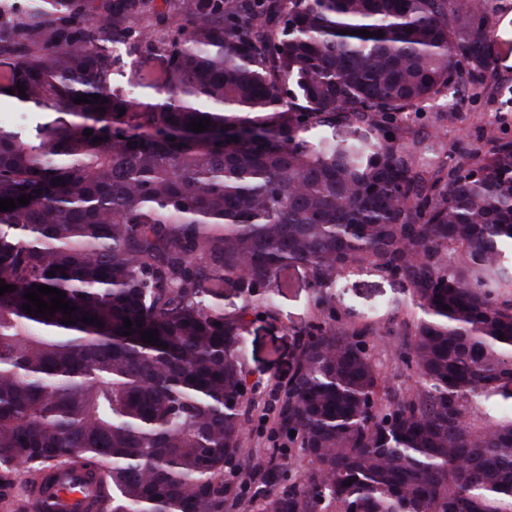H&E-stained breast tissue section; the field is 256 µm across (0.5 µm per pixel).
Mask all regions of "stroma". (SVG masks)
<instances>
[{
	"instance_id": "1",
	"label": "stroma",
	"mask_w": 512,
	"mask_h": 512,
	"mask_svg": "<svg viewBox=\"0 0 512 512\" xmlns=\"http://www.w3.org/2000/svg\"><path fill=\"white\" fill-rule=\"evenodd\" d=\"M491 22L500 51L497 68L486 76L487 84H500L501 92L477 98L460 97L444 120H437L439 103H429L410 115V125L425 124L443 140L454 157L486 151L495 141L512 139V36L504 37L503 24L512 25V0H492ZM288 285L274 289L275 305L264 309L246 303L234 289L224 291L220 306L231 312L248 307L242 330L241 351L246 390L242 398L244 429L238 465L225 473L224 482L235 493L227 512H261L258 490L261 479H248L244 471L264 470L269 462L280 465L279 486L287 489L305 482L311 464L301 448L289 442L279 427V398L292 376L306 334L323 321L327 311L338 313L345 328L366 332L369 352L383 381L381 403L393 391H413L415 378L402 364L399 352L420 310L408 282L378 272L363 263L342 273L329 293L327 307H320L309 286L308 272L295 266L283 274Z\"/></svg>"
}]
</instances>
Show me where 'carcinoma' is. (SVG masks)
<instances>
[{
    "label": "carcinoma",
    "mask_w": 512,
    "mask_h": 512,
    "mask_svg": "<svg viewBox=\"0 0 512 512\" xmlns=\"http://www.w3.org/2000/svg\"><path fill=\"white\" fill-rule=\"evenodd\" d=\"M494 59L489 0L0 11V102L39 117L0 128V199L32 196L0 211V507L80 473L85 512H224L246 308L214 301L301 265L323 305L367 260L411 284L417 389L379 412L362 331L313 326L279 424L315 468L263 512H512V140L450 164L404 122ZM34 284L76 311L27 314Z\"/></svg>",
    "instance_id": "carcinoma-1"
}]
</instances>
